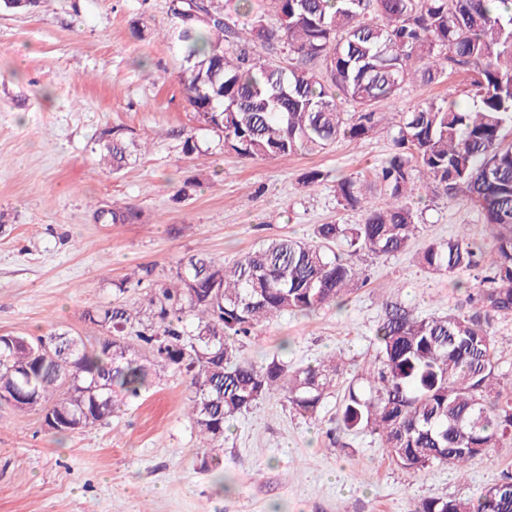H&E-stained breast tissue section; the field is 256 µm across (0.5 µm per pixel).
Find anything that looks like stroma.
<instances>
[{"label":"stroma","mask_w":512,"mask_h":512,"mask_svg":"<svg viewBox=\"0 0 512 512\" xmlns=\"http://www.w3.org/2000/svg\"><path fill=\"white\" fill-rule=\"evenodd\" d=\"M170 7L43 0L30 12L0 10V335H85L86 311L138 302L133 274L160 284L187 256L229 267L264 240L360 223L361 212L337 206L333 179L371 173L393 152L395 114L468 87L463 70L443 84L411 82L369 138L285 161L243 159L185 103L181 58L161 35ZM107 129L142 146L117 173L98 163ZM190 136L198 153L184 148ZM312 169L330 176L314 191L301 182ZM422 197L426 237L493 252L492 230L467 197ZM127 205L140 210L137 222L96 218ZM416 253L350 256L364 281L345 302L282 316L244 339L252 361L276 355L303 367L332 356L340 375L316 417L274 397L231 422L223 477L201 465L183 412L192 389L170 369L150 367L139 398L62 442L42 411L0 404V512H413L425 498L478 499L512 475V450L487 449L462 475L438 462L414 471L388 459L378 435L338 427L349 383L377 353L387 302L421 316L469 308L472 274H428Z\"/></svg>","instance_id":"1"}]
</instances>
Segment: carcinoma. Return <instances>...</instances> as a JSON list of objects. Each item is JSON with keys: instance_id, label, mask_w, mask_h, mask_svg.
Returning a JSON list of instances; mask_svg holds the SVG:
<instances>
[{"instance_id": "cac0c4a2", "label": "carcinoma", "mask_w": 512, "mask_h": 512, "mask_svg": "<svg viewBox=\"0 0 512 512\" xmlns=\"http://www.w3.org/2000/svg\"><path fill=\"white\" fill-rule=\"evenodd\" d=\"M279 27L269 28L253 0L172 2L174 41L182 62L188 107L244 159H286L316 153L339 138L368 137L408 80L441 83L448 70L472 75L473 107L454 93L401 113L395 150L370 178L336 180L343 210H359V224H318L310 241L268 239L233 266L191 256L176 280L146 293L145 309L109 304L85 322L103 332H50L0 337V392L24 390L21 411L44 410L59 436L95 426L120 408L118 396L137 398L148 384L144 360L185 376L193 389L189 414L212 455L226 423L261 400L280 395L313 417L335 387L336 359L291 369L278 356L257 363L240 342L252 330L291 313L344 300L358 270L331 249L395 255L424 233L420 189L449 198L465 195L496 240L490 256L463 238L427 239L417 252L428 272L481 270L468 313L417 316L386 308L377 326L375 364L366 386L349 387L338 419L348 431L381 437L398 465L423 470L435 462L458 473L483 453L512 443V377L499 374L493 317L512 314V0H274ZM252 15L240 36L232 15ZM288 45L291 61L277 58ZM355 108L343 112L340 104ZM99 154L112 170L131 156L123 133L106 131ZM383 192V206L372 203ZM107 224H130L140 211L127 205L97 213ZM192 316L183 325L185 314ZM415 512H512V478L475 502L429 498Z\"/></svg>"}]
</instances>
